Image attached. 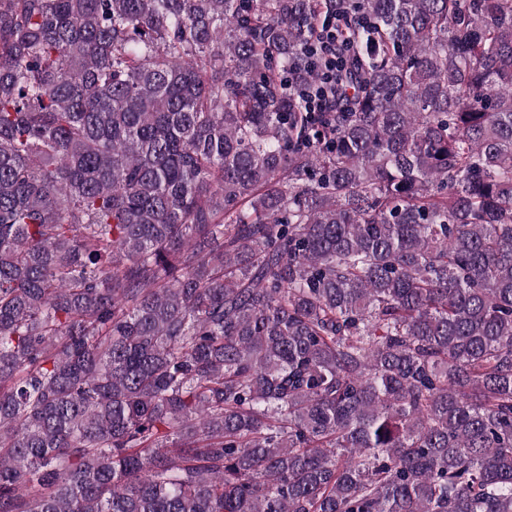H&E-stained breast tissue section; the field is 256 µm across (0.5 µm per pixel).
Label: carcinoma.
I'll return each mask as SVG.
<instances>
[{
	"instance_id": "obj_1",
	"label": "carcinoma",
	"mask_w": 512,
	"mask_h": 512,
	"mask_svg": "<svg viewBox=\"0 0 512 512\" xmlns=\"http://www.w3.org/2000/svg\"><path fill=\"white\" fill-rule=\"evenodd\" d=\"M0 512H512V0H0ZM315 81L310 89L288 84V91L302 104V112L336 111V62L351 54L349 40L343 37L336 22H322L313 32Z\"/></svg>"
}]
</instances>
